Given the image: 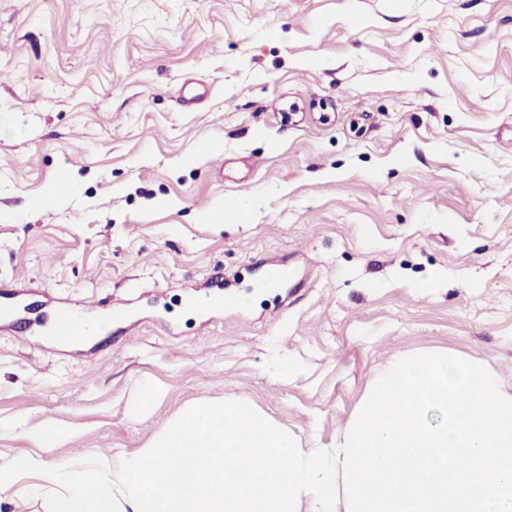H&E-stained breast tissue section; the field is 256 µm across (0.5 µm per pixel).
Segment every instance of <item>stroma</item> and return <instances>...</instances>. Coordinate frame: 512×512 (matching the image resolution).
Listing matches in <instances>:
<instances>
[{
	"mask_svg": "<svg viewBox=\"0 0 512 512\" xmlns=\"http://www.w3.org/2000/svg\"><path fill=\"white\" fill-rule=\"evenodd\" d=\"M217 283L241 305L201 311ZM22 288L0 464L132 452L201 399L332 448L422 352L512 392V0H0V308ZM49 297L126 316L64 345Z\"/></svg>",
	"mask_w": 512,
	"mask_h": 512,
	"instance_id": "stroma-1",
	"label": "stroma"
}]
</instances>
